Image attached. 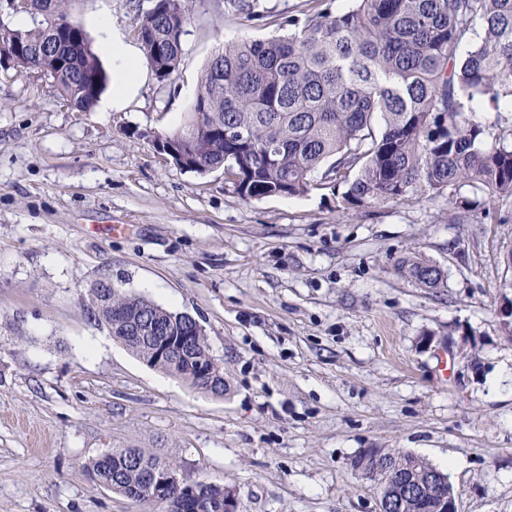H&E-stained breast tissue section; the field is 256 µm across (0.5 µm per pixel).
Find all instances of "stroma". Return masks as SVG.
<instances>
[{
  "label": "stroma",
  "mask_w": 512,
  "mask_h": 512,
  "mask_svg": "<svg viewBox=\"0 0 512 512\" xmlns=\"http://www.w3.org/2000/svg\"><path fill=\"white\" fill-rule=\"evenodd\" d=\"M152 0H70L104 69L107 13L140 69L115 109H71L51 79L0 69V512H150L92 480L90 463L138 448L188 483L233 489L240 512H378L365 448L447 471L460 512H512V340L497 308L512 281V203L501 222L452 224L409 200L344 217L324 190L246 200L223 170L177 168L150 138L179 128L224 43L283 34L310 0H192L175 77L138 40ZM108 27V28H109ZM419 257L437 288L401 276ZM107 279L192 315L224 366L215 397L152 368L86 307ZM428 335L469 338L476 364ZM398 271L401 275L414 279L424 288H437L444 278L440 267L418 257L403 259L398 265Z\"/></svg>",
  "instance_id": "stroma-1"
}]
</instances>
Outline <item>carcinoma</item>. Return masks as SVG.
I'll return each instance as SVG.
<instances>
[{
  "mask_svg": "<svg viewBox=\"0 0 512 512\" xmlns=\"http://www.w3.org/2000/svg\"><path fill=\"white\" fill-rule=\"evenodd\" d=\"M53 0L52 11L28 30L0 23V52L21 46L16 68L52 79L75 110L92 108L107 75L82 25ZM235 14L260 20L256 0H231ZM188 0H155L139 15L138 32L159 82L179 68ZM68 27L63 64L43 60L53 27ZM192 112L202 130L188 151L198 167L224 168L245 199L303 196L314 189L351 214L409 199L448 196L452 224L497 220L496 203L512 200V0H348L341 12L320 2L288 20V34L241 39L217 50L204 68ZM492 112L489 122L476 119ZM468 188L470 196L460 195ZM400 274L424 288L443 282L440 267L403 259ZM94 320L113 336L129 335L131 321L157 323L172 336H191L185 356L155 360L147 340L125 347L147 365L222 396L224 371L214 365L204 329L181 312L104 281L89 289ZM402 476L414 468L427 485L448 486V474L412 452L368 448ZM172 464L115 449L88 468L93 480L159 512H171L149 490L145 474ZM225 488L201 484L181 512H224Z\"/></svg>",
  "mask_w": 512,
  "mask_h": 512,
  "instance_id": "obj_1",
  "label": "carcinoma"
}]
</instances>
